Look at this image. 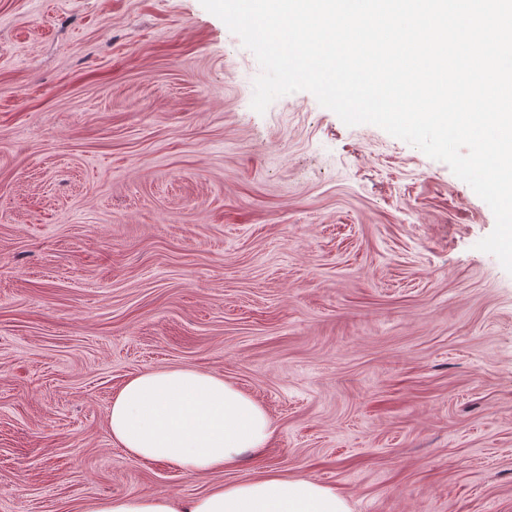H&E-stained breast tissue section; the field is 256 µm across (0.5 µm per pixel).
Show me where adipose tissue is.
<instances>
[{
	"label": "adipose tissue",
	"mask_w": 512,
	"mask_h": 512,
	"mask_svg": "<svg viewBox=\"0 0 512 512\" xmlns=\"http://www.w3.org/2000/svg\"><path fill=\"white\" fill-rule=\"evenodd\" d=\"M109 432L144 463L188 476L234 469L269 448L276 429L265 407L224 378L191 367L128 378L113 394ZM88 512H352L336 488L269 467L179 500L134 493L93 502Z\"/></svg>",
	"instance_id": "adipose-tissue-1"
}]
</instances>
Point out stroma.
<instances>
[{
	"label": "stroma",
	"mask_w": 512,
	"mask_h": 512,
	"mask_svg": "<svg viewBox=\"0 0 512 512\" xmlns=\"http://www.w3.org/2000/svg\"><path fill=\"white\" fill-rule=\"evenodd\" d=\"M260 66L200 0H0V512L188 498L262 466L352 512H512V274L450 167ZM191 366L268 411L183 475L108 431Z\"/></svg>",
	"instance_id": "35a3bbf8"
}]
</instances>
